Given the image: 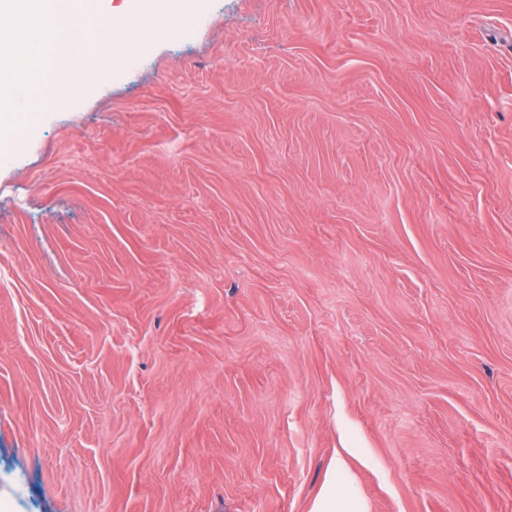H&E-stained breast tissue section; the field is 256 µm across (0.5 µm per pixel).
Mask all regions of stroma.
<instances>
[{"label":"stroma","mask_w":512,"mask_h":512,"mask_svg":"<svg viewBox=\"0 0 512 512\" xmlns=\"http://www.w3.org/2000/svg\"><path fill=\"white\" fill-rule=\"evenodd\" d=\"M512 512V0H202L0 161V512Z\"/></svg>","instance_id":"stroma-1"}]
</instances>
